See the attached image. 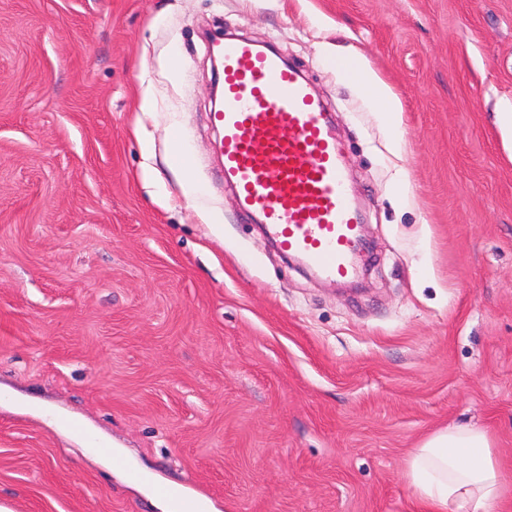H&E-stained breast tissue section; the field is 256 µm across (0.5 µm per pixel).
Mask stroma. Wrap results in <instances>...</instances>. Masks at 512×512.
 Segmentation results:
<instances>
[{
	"label": "stroma",
	"mask_w": 512,
	"mask_h": 512,
	"mask_svg": "<svg viewBox=\"0 0 512 512\" xmlns=\"http://www.w3.org/2000/svg\"><path fill=\"white\" fill-rule=\"evenodd\" d=\"M221 34L331 113L356 282L289 262L225 183ZM506 107L512 0H0V504L159 512L59 416L214 512H411L408 453L454 425L490 431L512 493ZM359 81H362L368 85L369 98L379 108L381 115L388 118L390 121H394V117L397 112L396 103L390 97V95L381 87L375 80L364 75L363 72L360 74Z\"/></svg>",
	"instance_id": "stroma-1"
}]
</instances>
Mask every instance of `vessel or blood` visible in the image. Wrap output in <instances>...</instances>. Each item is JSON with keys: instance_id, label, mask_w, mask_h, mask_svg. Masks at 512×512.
I'll list each match as a JSON object with an SVG mask.
<instances>
[{"instance_id": "obj_1", "label": "vessel or blood", "mask_w": 512, "mask_h": 512, "mask_svg": "<svg viewBox=\"0 0 512 512\" xmlns=\"http://www.w3.org/2000/svg\"><path fill=\"white\" fill-rule=\"evenodd\" d=\"M223 88L212 120L222 171L245 212L275 243L321 274L353 272L360 237L342 147L300 71L243 38L215 42Z\"/></svg>"}]
</instances>
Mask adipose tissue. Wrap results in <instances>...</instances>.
Returning a JSON list of instances; mask_svg holds the SVG:
<instances>
[{
  "label": "adipose tissue",
  "instance_id": "adipose-tissue-1",
  "mask_svg": "<svg viewBox=\"0 0 512 512\" xmlns=\"http://www.w3.org/2000/svg\"><path fill=\"white\" fill-rule=\"evenodd\" d=\"M413 512H498L506 495L502 461L488 431L432 432L407 457Z\"/></svg>",
  "mask_w": 512,
  "mask_h": 512
}]
</instances>
